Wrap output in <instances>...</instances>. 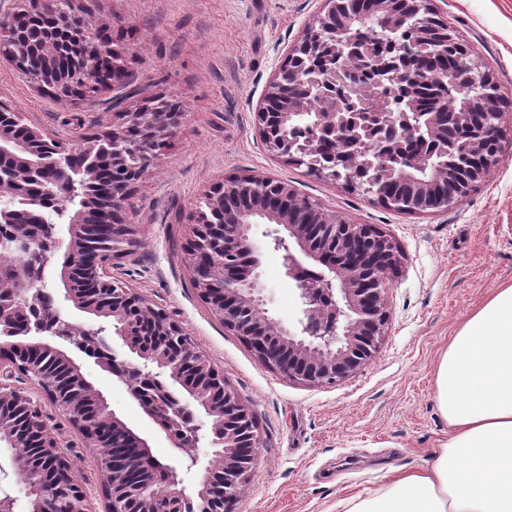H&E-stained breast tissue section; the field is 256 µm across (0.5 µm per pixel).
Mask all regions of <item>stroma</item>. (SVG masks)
I'll return each mask as SVG.
<instances>
[{"instance_id": "stroma-1", "label": "stroma", "mask_w": 512, "mask_h": 512, "mask_svg": "<svg viewBox=\"0 0 512 512\" xmlns=\"http://www.w3.org/2000/svg\"><path fill=\"white\" fill-rule=\"evenodd\" d=\"M128 48L123 101L112 91L60 101L0 59V103L26 123L78 141L111 127L115 110L150 98L175 99L180 124L161 161L127 201L138 244L116 260L113 281L134 289L177 321L249 409L259 457L231 512H337L339 501L385 488L393 470L429 460L448 431L434 400L438 357L459 326L498 288L512 285V143L485 180L445 212L404 214L342 182L323 181L272 156L255 111L289 47L321 0H83ZM469 51L512 100V0H435ZM245 174L288 182L300 196L352 224H373L396 245L399 263L386 293V334L375 357L333 385L289 379L261 361L200 297L192 283L189 215L212 186ZM268 225L253 230L257 282L270 315L294 327L297 290L285 277ZM110 408L162 463H177L169 436L127 386L97 359L73 352ZM71 464L90 512H104L100 451L43 395L16 374Z\"/></svg>"}]
</instances>
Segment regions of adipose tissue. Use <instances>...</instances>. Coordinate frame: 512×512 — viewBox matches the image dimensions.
I'll return each mask as SVG.
<instances>
[{
  "label": "adipose tissue",
  "mask_w": 512,
  "mask_h": 512,
  "mask_svg": "<svg viewBox=\"0 0 512 512\" xmlns=\"http://www.w3.org/2000/svg\"><path fill=\"white\" fill-rule=\"evenodd\" d=\"M434 397L449 431L426 466L344 500V512H512V285L451 337Z\"/></svg>",
  "instance_id": "ef3b65f1"
}]
</instances>
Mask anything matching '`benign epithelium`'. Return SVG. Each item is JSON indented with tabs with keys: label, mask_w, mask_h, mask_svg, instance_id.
I'll use <instances>...</instances> for the list:
<instances>
[{
	"label": "benign epithelium",
	"mask_w": 512,
	"mask_h": 512,
	"mask_svg": "<svg viewBox=\"0 0 512 512\" xmlns=\"http://www.w3.org/2000/svg\"><path fill=\"white\" fill-rule=\"evenodd\" d=\"M321 12L304 29L300 39L288 51L275 77L269 82L260 107L272 106L265 122L257 124L258 134L273 155L298 165L321 179L336 180L349 170L351 187L388 204L381 186L389 180L412 182L418 191L419 209L442 212L467 197L497 163L502 150V130L496 124L475 132L460 146L455 169L459 179L448 177V168L435 164L432 157L442 148L440 125L436 114H427L425 130L419 138L433 143L427 154H411L403 144L394 142L391 150L368 155L352 143L356 113L336 111L332 89L348 88L355 94L353 107L375 110L379 127L398 131L397 124L408 122V113L385 111L384 98L374 85L362 79L358 57L369 55L379 41L375 29L356 23L347 16L333 35H325L327 15L336 0H322ZM410 10L425 7L429 19L454 41L462 51L466 46L448 22L437 17L431 0H374L375 15L382 29L397 31L403 18L397 3ZM38 8H48L60 24L86 19L80 0H33ZM16 12L0 15V28L7 31L13 45L11 66L41 90L59 100L79 96L86 91L90 76L106 88L117 86L112 79L125 72V52L109 45L101 51L86 49L69 73L57 68L62 44L47 38L34 45L25 30L15 23ZM323 60L317 70L316 86L321 88L313 113L312 129H330L339 148L333 163L322 160L318 138L305 141L291 136L297 118L312 107V90L292 69L296 61ZM177 103L163 96L134 112H122V123L87 136L76 145L55 136L48 137L39 128L25 125L0 107V151L12 152L16 165L0 173V196L28 201L22 189L34 173L47 164V148L70 156L94 159L112 144V169L124 172L112 182L113 206L112 250L96 257L88 256L86 235L78 219L71 218L72 235L67 245L54 237L47 226L40 235L50 250L65 247L68 263L60 277L65 285V299L89 314L110 321L117 335L137 358L136 362H108L112 373L122 379L132 398L144 413L156 422L166 421L164 428L178 450L197 448L202 441V425L196 421L182 397L163 389L161 397L152 399L140 388L141 377L152 375L173 379L184 385L196 407L204 414L209 432L221 436L220 448L200 458L191 457L188 467H200L201 480L194 486L184 484L175 465L166 469L164 492L150 490L151 483L132 480L124 463L101 458L107 475L106 512H172L178 503L183 512H224L248 483L258 460L259 443L253 419L241 397L232 390L209 362L195 349L178 323L154 308L131 288L112 284V297L103 298L98 285L107 280V269L131 247L137 245L135 226L127 221L126 201L131 189L154 166L163 151L160 145L178 127ZM58 191L52 196L65 200L72 192V177L59 168L55 180ZM268 187L277 196L304 202L296 190L284 181L261 175H242L213 186L204 207L189 215L197 230L192 252L206 250L221 241V252L213 255L215 279L200 282L197 288L211 309L224 319V325L244 337L256 355L288 378L313 385L334 384L355 373L377 352L388 322L386 291L390 273L398 263L393 241L372 224H350L329 213L318 204L309 203L311 223H291L288 210L264 213V223L274 224L271 232L274 247L284 251L285 275L296 283L301 300L298 328L291 331L268 315L261 289L256 283L258 250L252 238L254 210L231 209L226 196L232 192L251 196L260 187ZM22 207L0 213V221L16 225L13 235L0 242V268L25 256L31 257L27 283L45 282L50 274L49 258L35 255ZM39 318L27 326V336L20 340L9 336L0 339V436L12 441L10 466L17 477L62 494L65 505L47 508V497L31 494L23 512H89L85 497L74 483L67 458L50 437L47 425L32 400L11 383L14 371L35 377L45 396L54 403L70 423L95 446H101L99 428L111 425L150 455L146 439L134 433L112 411L103 393L90 383L73 358L72 348L91 349L104 342L105 327L92 330L62 319L50 295L39 290L33 295Z\"/></svg>",
	"instance_id": "7a95c632"
}]
</instances>
